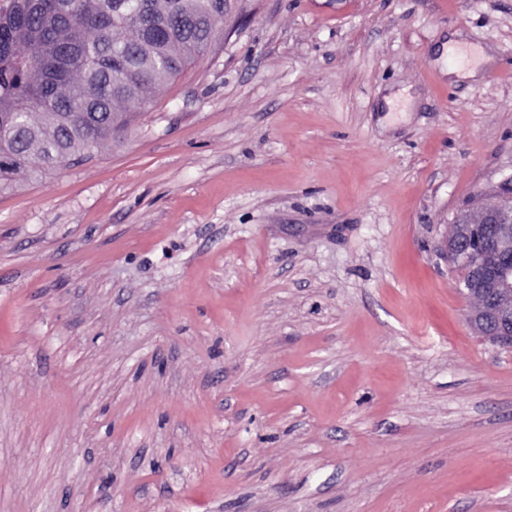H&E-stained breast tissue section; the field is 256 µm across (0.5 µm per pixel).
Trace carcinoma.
Instances as JSON below:
<instances>
[{
	"label": "carcinoma",
	"mask_w": 512,
	"mask_h": 512,
	"mask_svg": "<svg viewBox=\"0 0 512 512\" xmlns=\"http://www.w3.org/2000/svg\"><path fill=\"white\" fill-rule=\"evenodd\" d=\"M223 26L224 0H8L0 7V190L122 136Z\"/></svg>",
	"instance_id": "1"
}]
</instances>
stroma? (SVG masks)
Segmentation results:
<instances>
[{
    "mask_svg": "<svg viewBox=\"0 0 512 512\" xmlns=\"http://www.w3.org/2000/svg\"><path fill=\"white\" fill-rule=\"evenodd\" d=\"M230 8L0 193V512H512V348L439 251L512 175V0Z\"/></svg>",
    "mask_w": 512,
    "mask_h": 512,
    "instance_id": "stroma-1",
    "label": "stroma"
}]
</instances>
